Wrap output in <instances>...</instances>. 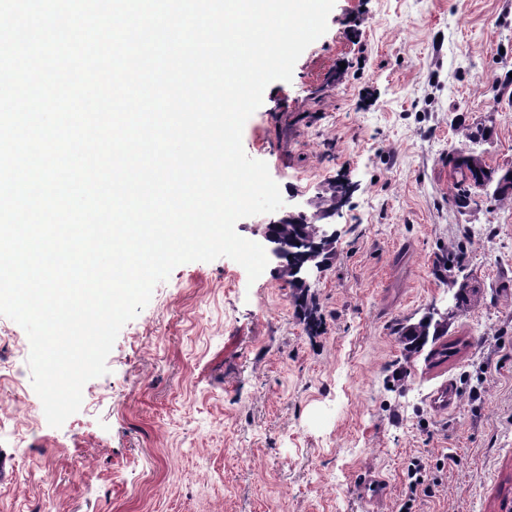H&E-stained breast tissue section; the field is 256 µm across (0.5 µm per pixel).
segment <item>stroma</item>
I'll return each mask as SVG.
<instances>
[{"mask_svg": "<svg viewBox=\"0 0 512 512\" xmlns=\"http://www.w3.org/2000/svg\"><path fill=\"white\" fill-rule=\"evenodd\" d=\"M478 123L487 167H512V0H335L242 133L283 212L352 186L310 279L319 329L274 265L253 282L227 257L179 265L54 428L27 334L0 316V512H371L377 475L397 512L411 460L443 453L447 478L413 512L512 507V204L451 202L449 157ZM451 248L478 302L451 316L450 358L405 360L398 324L451 306L435 274Z\"/></svg>", "mask_w": 512, "mask_h": 512, "instance_id": "stroma-1", "label": "stroma"}]
</instances>
